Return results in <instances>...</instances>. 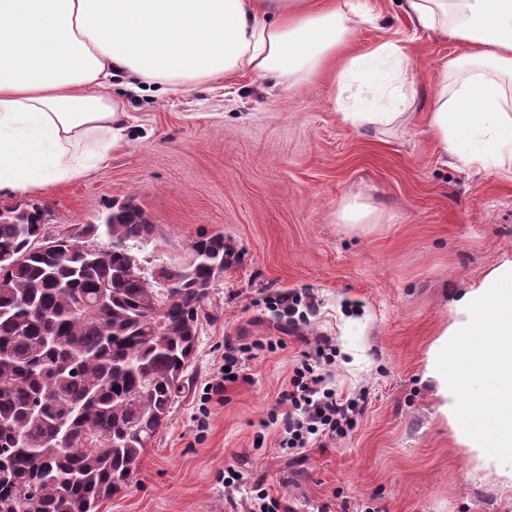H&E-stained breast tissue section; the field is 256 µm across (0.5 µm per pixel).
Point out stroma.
I'll return each mask as SVG.
<instances>
[{
  "instance_id": "1",
  "label": "stroma",
  "mask_w": 512,
  "mask_h": 512,
  "mask_svg": "<svg viewBox=\"0 0 512 512\" xmlns=\"http://www.w3.org/2000/svg\"><path fill=\"white\" fill-rule=\"evenodd\" d=\"M385 18L351 36L356 51L390 40L414 57L402 105L410 121L341 122L327 78L284 91L244 74L176 96L127 100L126 146L44 192L0 193V209L37 205L49 229L100 223L134 199L156 226L145 267L185 261L199 233L240 254L211 290L176 400L131 485L97 512H233L224 470L270 489L287 512H512V488L456 448L422 381L426 352L455 292L512 257V179L464 168L435 147L425 116L439 67L459 43L415 29L400 0H367ZM359 197L381 221L350 229L339 203ZM313 297L286 318L277 291ZM279 337L223 401L203 402L226 339ZM336 343L342 394L364 402L348 434L301 456L277 442L280 395L316 337ZM207 415H200V405Z\"/></svg>"
}]
</instances>
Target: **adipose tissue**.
Returning <instances> with one entry per match:
<instances>
[{
    "instance_id": "1",
    "label": "adipose tissue",
    "mask_w": 512,
    "mask_h": 512,
    "mask_svg": "<svg viewBox=\"0 0 512 512\" xmlns=\"http://www.w3.org/2000/svg\"><path fill=\"white\" fill-rule=\"evenodd\" d=\"M412 24L461 44L441 64L428 127L468 168L512 173V0H402ZM363 0H0V190L69 182L125 141L126 92L176 94L250 73L283 89L329 74L345 92L356 72L412 69L392 41L347 54L376 25ZM125 93H111L112 80ZM422 380L458 447L512 487V258L454 299Z\"/></svg>"
}]
</instances>
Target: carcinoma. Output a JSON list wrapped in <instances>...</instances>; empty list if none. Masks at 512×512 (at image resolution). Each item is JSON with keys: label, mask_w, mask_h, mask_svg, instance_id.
Returning <instances> with one entry per match:
<instances>
[{"label": "carcinoma", "mask_w": 512, "mask_h": 512, "mask_svg": "<svg viewBox=\"0 0 512 512\" xmlns=\"http://www.w3.org/2000/svg\"><path fill=\"white\" fill-rule=\"evenodd\" d=\"M155 231L131 199L71 232L35 205L0 210V512H96L186 392L208 285L238 257L201 233L164 287L130 273ZM78 295L91 307L76 314Z\"/></svg>", "instance_id": "1"}]
</instances>
